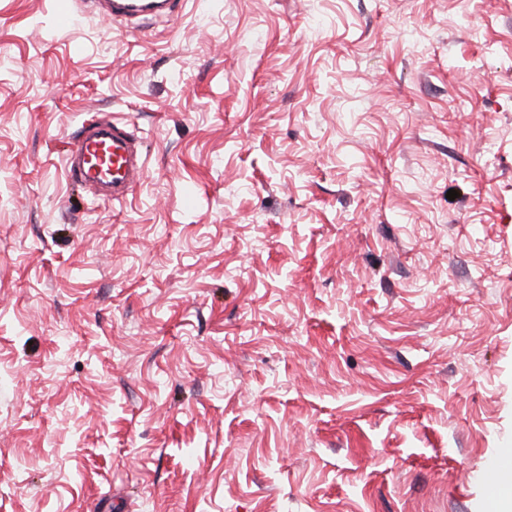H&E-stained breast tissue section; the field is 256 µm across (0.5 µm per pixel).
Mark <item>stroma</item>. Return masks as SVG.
Returning a JSON list of instances; mask_svg holds the SVG:
<instances>
[{"label":"stroma","mask_w":512,"mask_h":512,"mask_svg":"<svg viewBox=\"0 0 512 512\" xmlns=\"http://www.w3.org/2000/svg\"><path fill=\"white\" fill-rule=\"evenodd\" d=\"M506 448L512 0H0V512H484ZM175 4L174 0H102L99 3L102 13L113 19L171 16L174 13ZM64 165L67 175L81 185L112 186V201L119 203L142 179L145 159L126 125L97 114L70 142Z\"/></svg>","instance_id":"obj_1"}]
</instances>
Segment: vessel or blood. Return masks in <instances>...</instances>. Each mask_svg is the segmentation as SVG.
I'll list each match as a JSON object with an SVG mask.
<instances>
[{"label": "vessel or blood", "instance_id": "vessel-or-blood-1", "mask_svg": "<svg viewBox=\"0 0 512 512\" xmlns=\"http://www.w3.org/2000/svg\"><path fill=\"white\" fill-rule=\"evenodd\" d=\"M100 7L111 18H153L173 15L175 0H101ZM64 165L68 176L82 185L111 187L112 199L119 203L142 179L145 159L126 125L97 114L72 139Z\"/></svg>", "mask_w": 512, "mask_h": 512}]
</instances>
